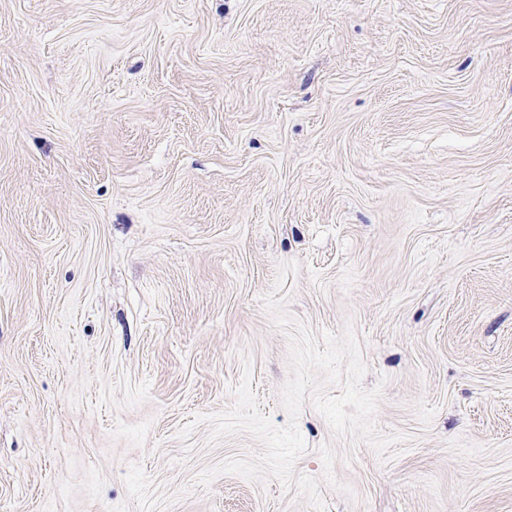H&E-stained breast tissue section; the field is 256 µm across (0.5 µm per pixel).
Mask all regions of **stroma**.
<instances>
[{
    "mask_svg": "<svg viewBox=\"0 0 512 512\" xmlns=\"http://www.w3.org/2000/svg\"><path fill=\"white\" fill-rule=\"evenodd\" d=\"M276 289L406 437L305 405L325 512H512V0H0V512H313L197 482Z\"/></svg>",
    "mask_w": 512,
    "mask_h": 512,
    "instance_id": "1",
    "label": "stroma"
}]
</instances>
